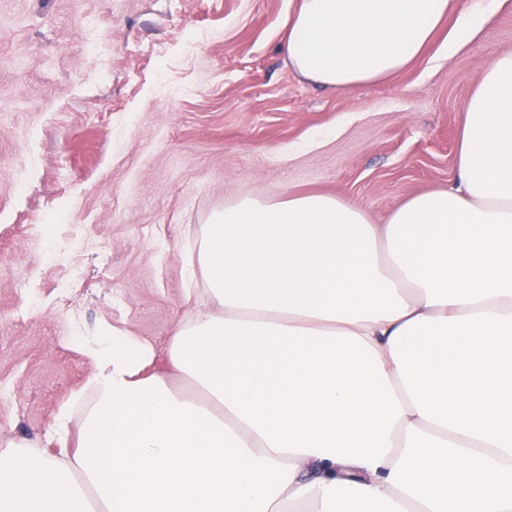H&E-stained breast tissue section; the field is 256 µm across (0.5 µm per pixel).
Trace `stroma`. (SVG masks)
<instances>
[{
	"mask_svg": "<svg viewBox=\"0 0 512 512\" xmlns=\"http://www.w3.org/2000/svg\"><path fill=\"white\" fill-rule=\"evenodd\" d=\"M296 0H0V435L39 440L94 371L106 324L153 341L187 310L184 256L243 196L326 193L373 223L451 183L462 105L512 52V6L457 55L445 22L404 72L351 91L304 81L281 51ZM110 43L81 53L80 18ZM40 165L27 170L29 156ZM83 232L76 314L51 238Z\"/></svg>",
	"mask_w": 512,
	"mask_h": 512,
	"instance_id": "stroma-1",
	"label": "stroma"
}]
</instances>
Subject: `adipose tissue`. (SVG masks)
Wrapping results in <instances>:
<instances>
[{"mask_svg":"<svg viewBox=\"0 0 512 512\" xmlns=\"http://www.w3.org/2000/svg\"><path fill=\"white\" fill-rule=\"evenodd\" d=\"M505 2L472 0L449 54ZM458 8L297 0L283 49L351 90ZM463 110L454 184L385 223L319 193L214 212L185 260L209 303L169 340L186 389L103 327L79 428L65 407L44 442L0 446V512H512V53Z\"/></svg>","mask_w":512,"mask_h":512,"instance_id":"ef3b65f1","label":"adipose tissue"}]
</instances>
